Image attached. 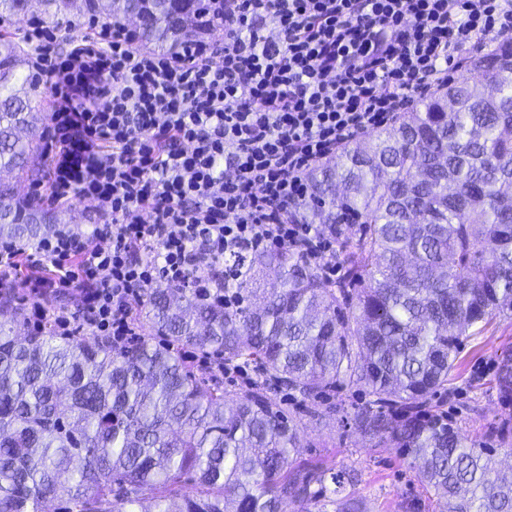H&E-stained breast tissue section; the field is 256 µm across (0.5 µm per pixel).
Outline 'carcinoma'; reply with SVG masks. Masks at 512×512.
I'll return each mask as SVG.
<instances>
[{
  "label": "carcinoma",
  "instance_id": "carcinoma-1",
  "mask_svg": "<svg viewBox=\"0 0 512 512\" xmlns=\"http://www.w3.org/2000/svg\"><path fill=\"white\" fill-rule=\"evenodd\" d=\"M31 0H0V19ZM75 0H38L40 15L72 25ZM209 0H82L110 21L142 16L143 45L184 48L209 31ZM29 48L0 29V238L37 239L62 212L18 195L41 134ZM466 76L400 112L370 140L345 147L309 174L307 224L336 238L335 281L293 251L237 261L236 304L189 288L147 289L143 309L162 344L116 348L101 338L58 342L50 329L18 334L0 299V512H368L345 492L357 473L297 462L301 418L270 387L293 391L305 415L330 388L359 387L353 425L400 448L436 512H512V476L497 449L468 442L429 404L448 391L469 329L512 314V42L463 63ZM279 286L257 300L260 274ZM191 345L253 364L243 397L197 379L174 351ZM495 385L512 399V354ZM335 488H330L328 483ZM195 491L187 492V484Z\"/></svg>",
  "mask_w": 512,
  "mask_h": 512
}]
</instances>
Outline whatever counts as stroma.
<instances>
[{
    "label": "stroma",
    "mask_w": 512,
    "mask_h": 512,
    "mask_svg": "<svg viewBox=\"0 0 512 512\" xmlns=\"http://www.w3.org/2000/svg\"><path fill=\"white\" fill-rule=\"evenodd\" d=\"M512 352V318H497L465 340L459 368L449 381L450 397L443 408L448 420L469 439L492 447L493 430L512 428V402L503 401L494 376L506 352ZM363 395L353 389L327 391L318 401L323 420L303 419L299 459L325 461L335 470L358 469L356 487L369 512H401L402 503L417 504V512H430L413 471L394 443L376 445L357 432L350 420Z\"/></svg>",
    "instance_id": "35a3bbf8"
}]
</instances>
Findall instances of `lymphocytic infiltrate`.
<instances>
[{
  "label": "lymphocytic infiltrate",
  "instance_id": "1",
  "mask_svg": "<svg viewBox=\"0 0 512 512\" xmlns=\"http://www.w3.org/2000/svg\"><path fill=\"white\" fill-rule=\"evenodd\" d=\"M93 41L23 32L55 101L50 195L93 203L100 223L63 225L33 247V328L134 340L147 288L234 302L238 272L213 263L288 249L339 272L336 241L301 221L309 174L414 97L448 81L466 48L512 40V0H220L223 42L172 55L137 48L123 22ZM75 291V308L48 295Z\"/></svg>",
  "mask_w": 512,
  "mask_h": 512
}]
</instances>
